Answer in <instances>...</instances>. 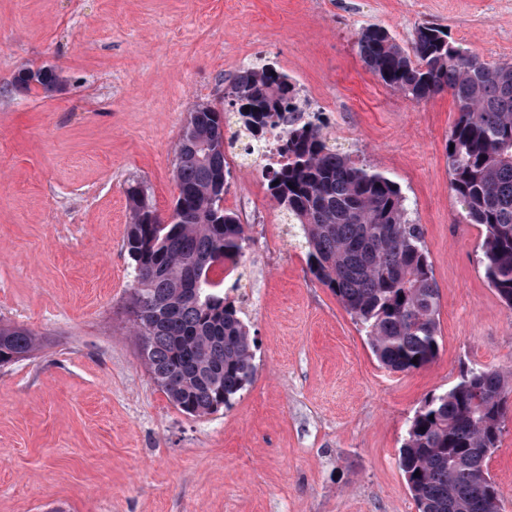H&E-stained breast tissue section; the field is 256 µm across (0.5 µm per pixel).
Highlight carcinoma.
<instances>
[{
  "mask_svg": "<svg viewBox=\"0 0 512 512\" xmlns=\"http://www.w3.org/2000/svg\"><path fill=\"white\" fill-rule=\"evenodd\" d=\"M364 65L386 87L417 102L448 92L458 117L448 132L449 188L480 244L484 276L512 309V62L489 64L435 26L419 27L406 49L382 26L356 33ZM15 82L56 90L53 66L23 68ZM299 85L271 64L241 68L224 88L229 117L208 106L190 113L175 149L179 190L169 221L157 220L148 191L127 190L124 248L133 283L127 311L153 381L181 412L213 414L252 382L254 341L228 298L224 270L244 261L250 237L224 209L227 146L265 138L296 111ZM321 112L288 123L281 159L260 166L271 197L308 250L309 270L359 325L378 362L410 372L440 349L439 289L422 225L409 218L400 186L329 143ZM37 346L29 329L0 323V367ZM417 363H412V360ZM512 375L487 366L424 398L399 451L418 512H500L486 460L499 447Z\"/></svg>",
  "mask_w": 512,
  "mask_h": 512,
  "instance_id": "1",
  "label": "carcinoma"
}]
</instances>
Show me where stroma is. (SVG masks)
<instances>
[{
    "instance_id": "1",
    "label": "stroma",
    "mask_w": 512,
    "mask_h": 512,
    "mask_svg": "<svg viewBox=\"0 0 512 512\" xmlns=\"http://www.w3.org/2000/svg\"><path fill=\"white\" fill-rule=\"evenodd\" d=\"M428 23L512 61V0H0V322L40 339L0 367V512H418L398 457L421 401L464 363L512 373L484 228L449 189L456 105L391 91L354 45L367 24L406 46ZM266 61L320 97L331 143L400 186L440 288V351L384 368L242 156L224 207L255 215L240 292L257 370L230 408L190 416L126 311L125 189L169 216L190 113L226 111L229 79ZM24 65L55 67L60 88L16 86ZM487 467L512 512V417Z\"/></svg>"
}]
</instances>
